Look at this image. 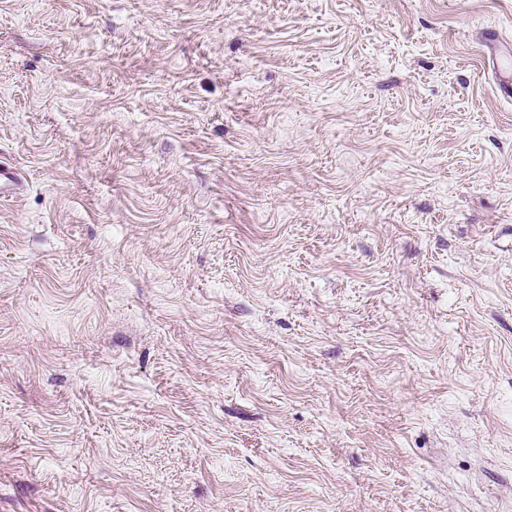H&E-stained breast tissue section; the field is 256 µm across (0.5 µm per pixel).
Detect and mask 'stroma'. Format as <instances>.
<instances>
[{"mask_svg": "<svg viewBox=\"0 0 512 512\" xmlns=\"http://www.w3.org/2000/svg\"><path fill=\"white\" fill-rule=\"evenodd\" d=\"M512 0H0V512H512Z\"/></svg>", "mask_w": 512, "mask_h": 512, "instance_id": "35a3bbf8", "label": "stroma"}]
</instances>
